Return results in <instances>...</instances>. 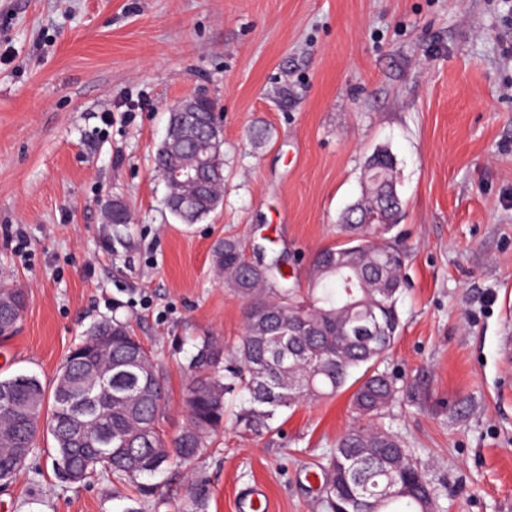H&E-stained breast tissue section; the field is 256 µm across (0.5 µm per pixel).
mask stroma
<instances>
[{"label":"stroma","mask_w":512,"mask_h":512,"mask_svg":"<svg viewBox=\"0 0 512 512\" xmlns=\"http://www.w3.org/2000/svg\"><path fill=\"white\" fill-rule=\"evenodd\" d=\"M198 92L222 116L224 193L186 225L153 158L169 107ZM381 147L408 249L384 367L409 393L383 423L442 512H512V0H0V288L29 298L0 378L52 386L87 328L117 319L161 366L175 436L194 338L231 348L244 331L214 243L275 250L306 287ZM111 196L132 215L119 237ZM353 421L342 392L273 433L226 425L141 503L103 478L65 482L44 434L0 512H238L254 485L266 512H324L320 466Z\"/></svg>","instance_id":"35a3bbf8"}]
</instances>
